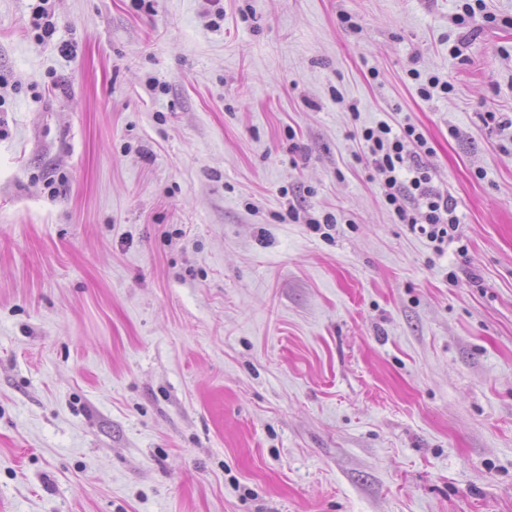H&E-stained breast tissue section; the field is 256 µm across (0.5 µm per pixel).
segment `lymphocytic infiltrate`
<instances>
[{"mask_svg": "<svg viewBox=\"0 0 512 512\" xmlns=\"http://www.w3.org/2000/svg\"><path fill=\"white\" fill-rule=\"evenodd\" d=\"M356 136L397 222L428 238L436 254H443L452 242L458 243L459 253H466V246L459 243L460 220L453 198L432 183L426 162L432 149L424 134L410 123L395 127L382 122L360 127Z\"/></svg>", "mask_w": 512, "mask_h": 512, "instance_id": "obj_1", "label": "lymphocytic infiltrate"}]
</instances>
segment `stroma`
<instances>
[{
  "label": "stroma",
  "mask_w": 512,
  "mask_h": 512,
  "mask_svg": "<svg viewBox=\"0 0 512 512\" xmlns=\"http://www.w3.org/2000/svg\"><path fill=\"white\" fill-rule=\"evenodd\" d=\"M462 2L0 0V512H512V0ZM397 127L387 122L361 126L356 136L380 180L389 212L397 223L407 224L411 232L428 238L434 252L441 255L445 244L462 240L456 204L449 193L444 195L432 185L424 158L433 149L424 134L411 123H398Z\"/></svg>",
  "instance_id": "obj_1"
}]
</instances>
